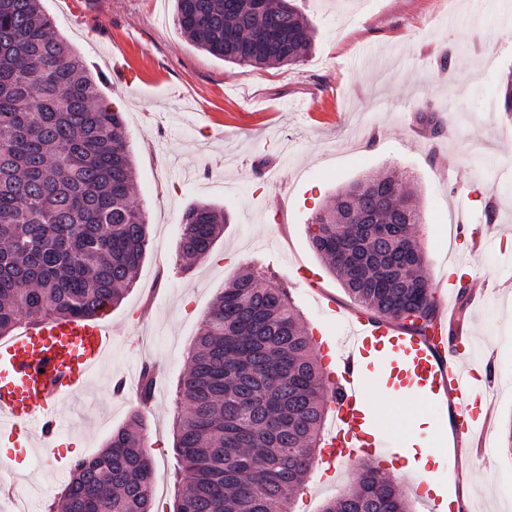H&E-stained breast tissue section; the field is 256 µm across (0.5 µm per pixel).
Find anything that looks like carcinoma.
Listing matches in <instances>:
<instances>
[{
  "label": "carcinoma",
  "instance_id": "obj_1",
  "mask_svg": "<svg viewBox=\"0 0 512 512\" xmlns=\"http://www.w3.org/2000/svg\"><path fill=\"white\" fill-rule=\"evenodd\" d=\"M201 50L264 69L310 53L308 20L289 0H175ZM41 6L0 0V338L46 320L90 321L134 283L148 223L132 202L136 168L122 113ZM416 192L386 173L350 183L309 225L312 249L374 318L424 334L436 315L413 227ZM229 216L208 203L182 216L177 264L205 258ZM175 426L183 487L174 512H290L325 445L322 356L288 290L249 267L224 285L179 382ZM143 418L75 462L56 512H154ZM323 512H408L393 478L365 462Z\"/></svg>",
  "mask_w": 512,
  "mask_h": 512
}]
</instances>
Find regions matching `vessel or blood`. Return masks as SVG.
I'll return each instance as SVG.
<instances>
[{
    "mask_svg": "<svg viewBox=\"0 0 512 512\" xmlns=\"http://www.w3.org/2000/svg\"><path fill=\"white\" fill-rule=\"evenodd\" d=\"M337 317L345 325V336L328 373L334 427L319 459L326 474L366 457L385 462L398 455L369 409L365 386L374 376L386 383L398 372L425 401H456L451 425L457 438H476L486 420L472 410L470 401L483 399L482 380L461 365L458 352L448 351L444 321L434 320L427 335L418 336L397 330L388 318L373 320L343 311ZM111 354L112 332L99 322L46 321L0 342V437L19 424L38 423L40 453L49 457L59 406L76 396Z\"/></svg>",
    "mask_w": 512,
    "mask_h": 512,
    "instance_id": "1",
    "label": "vessel or blood"
}]
</instances>
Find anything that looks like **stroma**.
I'll list each match as a JSON object with an SVG mask.
<instances>
[{"label":"stroma","instance_id":"stroma-1","mask_svg":"<svg viewBox=\"0 0 512 512\" xmlns=\"http://www.w3.org/2000/svg\"><path fill=\"white\" fill-rule=\"evenodd\" d=\"M309 19L314 47L299 65L255 69L195 48L175 22L174 0H42V7L93 70L122 112L137 165L134 203L149 224L136 281L103 316L112 360L82 394L62 404L55 445L66 468L51 474L34 429L21 430L0 455L20 459L6 482L27 489L25 507L0 495V512H47L70 479L68 467L97 454L112 432L142 413L154 459L157 512L177 492L173 422L183 405L176 384L188 347L225 283L255 265L285 285L303 324L329 346L344 328L323 307L354 303L309 246V224L346 184L393 170L408 180L426 213L415 228L432 290L446 287L464 259L469 278L445 309L474 336L497 378L486 452L442 481L469 484L470 512H512V120L498 90L512 74V0H294ZM454 49L450 67L440 55ZM465 86L449 96L448 77ZM435 108L448 132L432 139L418 121ZM493 200L492 233L475 241ZM224 208L230 222L210 255L189 270L176 263L181 218L193 204ZM317 276L316 286L297 268ZM161 363L152 399L141 406L142 365ZM131 380L111 394L115 374ZM380 427L432 445L441 410L427 423L397 405L384 385L368 390ZM356 468L329 476L313 468L294 493L292 512H321L356 481Z\"/></svg>","mask_w":512,"mask_h":512}]
</instances>
